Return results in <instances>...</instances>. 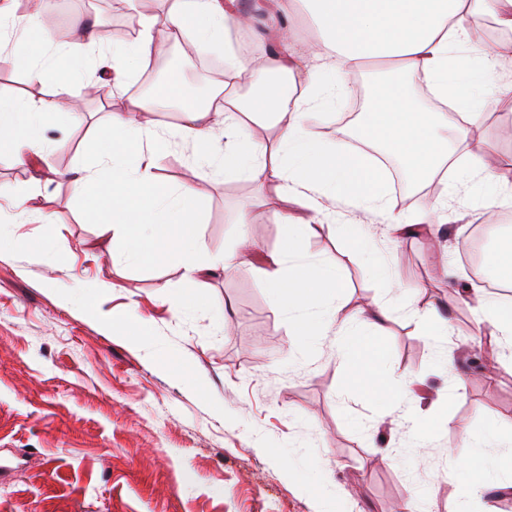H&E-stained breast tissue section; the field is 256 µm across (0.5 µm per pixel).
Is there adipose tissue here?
I'll return each mask as SVG.
<instances>
[{"label": "adipose tissue", "instance_id": "1", "mask_svg": "<svg viewBox=\"0 0 512 512\" xmlns=\"http://www.w3.org/2000/svg\"><path fill=\"white\" fill-rule=\"evenodd\" d=\"M16 0H0V63L29 64L31 82H51V93L33 99L0 96V150L30 167L44 162L50 143L43 135L48 117L61 114L81 121L69 101L90 86L77 58L112 60L109 81L124 88L171 40L184 38L214 51L224 48L231 31L252 29L263 16L273 48L231 51L207 105L191 102L178 73L143 96L134 107L112 112L105 128L88 144L94 170L76 171L75 190L99 213V235L123 242L127 261L154 263L162 254H181L185 274L203 278L218 270H259L304 342L335 335L353 386L376 401H411L406 378L388 374L373 346L387 310L342 314L335 297L344 283L335 265L303 259V243L328 231L361 244L360 227L336 221V202L364 206L389 224L394 236L412 233L415 223L388 205V176L380 157L399 159L409 183L422 184L445 168L453 140L512 99V81L499 84L494 98L483 96L484 82L501 61H512V0H255L258 14L243 12L240 0H171L162 16L140 13V0H124L139 17L133 41L114 45L97 23L86 24L75 39L55 47L48 0H30L17 14ZM302 17L304 28L292 26ZM488 16L507 35L478 50L474 68L453 65V51L467 43L470 20ZM368 68L387 72L372 89L373 99L357 123L364 149L328 147L308 125L336 101V90L351 73ZM428 84L437 101L425 108L412 98V86ZM180 112L168 130L145 120L161 108ZM278 128L268 138L269 128ZM223 147H216V135ZM192 145L199 167L227 173L258 185H274L281 206L273 214L283 238L263 267L251 258L260 250L241 235L237 250L210 252L194 228L200 222L194 186H172L156 174L158 158L171 139ZM500 165L492 142H475L473 160L460 171L461 184L478 194L505 193L496 174ZM467 455L456 465L469 475L457 492L454 512L476 510L488 490L512 489V428L491 427L484 435H464ZM495 451L497 463L485 466L482 449Z\"/></svg>", "mask_w": 512, "mask_h": 512}]
</instances>
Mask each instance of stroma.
<instances>
[{
  "mask_svg": "<svg viewBox=\"0 0 512 512\" xmlns=\"http://www.w3.org/2000/svg\"><path fill=\"white\" fill-rule=\"evenodd\" d=\"M56 44L78 22L131 24L115 0H55ZM135 94L85 98L78 125L51 118L54 141L39 173L0 154V185L37 188L47 224L13 218L0 241V512H316L313 476L327 480L339 512H403L412 496L453 512L461 480L453 456L460 430L483 435L512 425V374L492 372L512 350L482 336L473 345L479 286L470 265L443 269L458 239L483 221L480 197L444 173L426 199L448 203L447 224L422 225L394 238L367 210L337 204L342 220L362 225L379 263L329 233L304 247L311 260L339 267L344 315L385 307L378 339L384 358L409 374L414 403L378 415L369 394L348 387L336 339L319 337L312 354L295 347L288 314L249 272L216 271L191 280L177 257L140 266L98 236L97 216L75 192L71 173L91 167L89 137L110 110ZM350 98L319 114V141L354 147ZM158 178L198 190L196 231L210 251L238 243L237 213L250 207L249 236L275 250L280 200L272 185L200 169L190 147L173 142ZM391 268L420 302L434 301L460 333L439 340L388 289ZM135 313L149 334L138 344L113 336V321ZM416 409L435 431L416 447L402 416Z\"/></svg>",
  "mask_w": 512,
  "mask_h": 512,
  "instance_id": "stroma-1",
  "label": "stroma"
}]
</instances>
